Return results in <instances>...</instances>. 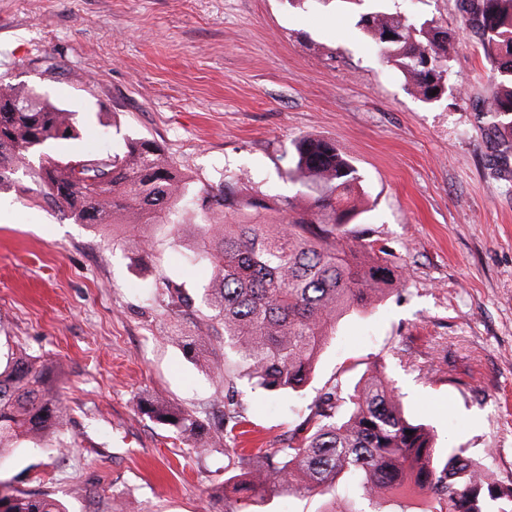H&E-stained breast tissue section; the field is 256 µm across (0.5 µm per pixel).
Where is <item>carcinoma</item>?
<instances>
[{"label": "carcinoma", "mask_w": 512, "mask_h": 512, "mask_svg": "<svg viewBox=\"0 0 512 512\" xmlns=\"http://www.w3.org/2000/svg\"><path fill=\"white\" fill-rule=\"evenodd\" d=\"M358 7L357 25L382 60L403 76L424 103L445 83L454 34L437 22L391 12L387 0H341ZM467 26L480 37L494 66L497 91L485 112L499 128L501 152L512 151V0H464ZM77 112L35 86L19 91L0 80V190L14 185L19 167L34 188L76 224L108 230L115 224H177L175 205L198 218L192 260L210 270L190 285L165 277L150 307L170 320L185 356L211 370L224 386V411L202 414L150 395L140 408L196 455L222 453L236 472L216 487L232 500L229 512L279 490L315 491L355 478L363 498L422 495L414 512H512V485L489 477L461 448H439L432 428L406 416L381 368L352 389L335 382L310 407L281 448H241L247 419L242 389L269 395L297 393L313 378L336 323L366 313L399 288L401 268L386 245L352 231L362 175L327 139L294 141L287 208L264 197H240L219 182L189 191L185 177L152 141L127 140L105 158L54 156L59 141L76 140ZM67 408L54 390L51 362L26 352L0 367V456L56 436ZM412 434H406V431ZM0 512H66L50 495L0 494Z\"/></svg>", "instance_id": "obj_1"}]
</instances>
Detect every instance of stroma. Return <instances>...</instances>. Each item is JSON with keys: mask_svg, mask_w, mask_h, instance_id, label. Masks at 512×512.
Wrapping results in <instances>:
<instances>
[{"mask_svg": "<svg viewBox=\"0 0 512 512\" xmlns=\"http://www.w3.org/2000/svg\"><path fill=\"white\" fill-rule=\"evenodd\" d=\"M458 34L448 90L420 102L343 9L286 0H0V78L39 87L83 117L59 154L104 157L127 136L161 146L192 189L219 181L285 200L294 140H332L363 176L355 219L385 243L402 286L372 314L345 315L306 391H244L248 448H276L322 389L384 369L404 408L512 484V153L482 108L491 62L461 0H395ZM0 190V361L26 351L57 366L62 448L0 458L5 491L48 493L69 512H225L211 489L223 454L194 455L140 414L146 393L193 411L223 401L212 375L167 337L148 305L166 276L190 281L191 238L145 224L149 272L123 233L61 219ZM411 495L366 505L357 487L283 491L261 512H412Z\"/></svg>", "mask_w": 512, "mask_h": 512, "instance_id": "stroma-1", "label": "stroma"}]
</instances>
